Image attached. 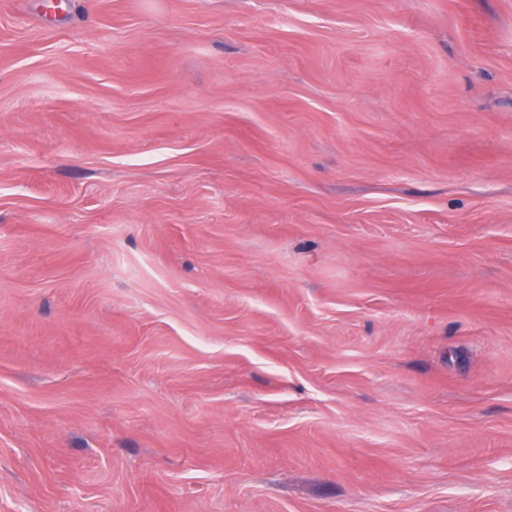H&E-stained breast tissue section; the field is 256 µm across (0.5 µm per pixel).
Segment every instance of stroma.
Wrapping results in <instances>:
<instances>
[{"instance_id": "1", "label": "stroma", "mask_w": 512, "mask_h": 512, "mask_svg": "<svg viewBox=\"0 0 512 512\" xmlns=\"http://www.w3.org/2000/svg\"><path fill=\"white\" fill-rule=\"evenodd\" d=\"M0 512H512V0H0Z\"/></svg>"}]
</instances>
